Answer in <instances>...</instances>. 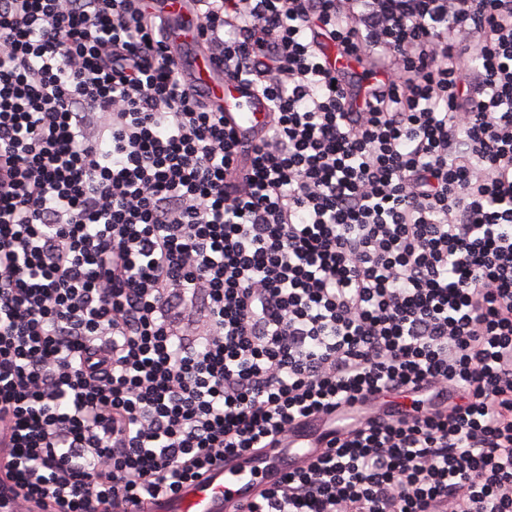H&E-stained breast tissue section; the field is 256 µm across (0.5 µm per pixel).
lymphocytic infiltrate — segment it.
Returning <instances> with one entry per match:
<instances>
[{
	"mask_svg": "<svg viewBox=\"0 0 512 512\" xmlns=\"http://www.w3.org/2000/svg\"><path fill=\"white\" fill-rule=\"evenodd\" d=\"M0 0V512H141L322 427L246 512H512V7ZM366 57L374 84L326 51ZM165 13L180 15L184 21V27H180L172 35V41L178 45H182L185 51L189 50L185 45H195L196 30L198 26V20L195 13L198 12L199 4L196 5L195 10L192 9L191 2L182 1L176 3L175 6H165ZM376 7L382 9L387 15L412 14L421 18L428 14H439L448 18L451 25L457 24L463 17L460 14V8L464 5L469 6L470 0H376ZM462 24L461 35H467L465 23ZM187 77V86L207 95L224 107V116L238 133H251L263 125L269 108L244 83L225 77L222 66L207 54L196 56Z\"/></svg>",
	"mask_w": 512,
	"mask_h": 512,
	"instance_id": "1",
	"label": "lymphocytic infiltrate"
}]
</instances>
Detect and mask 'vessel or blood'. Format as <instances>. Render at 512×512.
<instances>
[{
	"label": "vessel or blood",
	"mask_w": 512,
	"mask_h": 512,
	"mask_svg": "<svg viewBox=\"0 0 512 512\" xmlns=\"http://www.w3.org/2000/svg\"><path fill=\"white\" fill-rule=\"evenodd\" d=\"M172 14L184 25L172 36L185 46L196 42L197 16L190 0H177ZM189 88L200 91L224 108L225 116L238 132L258 129L267 119L268 105L246 84L225 77L215 58L196 57L187 77ZM286 459L280 449L267 448L252 461L237 459L211 470L179 493L145 504L144 512H244L247 503L263 487L276 482Z\"/></svg>",
	"instance_id": "obj_1"
}]
</instances>
